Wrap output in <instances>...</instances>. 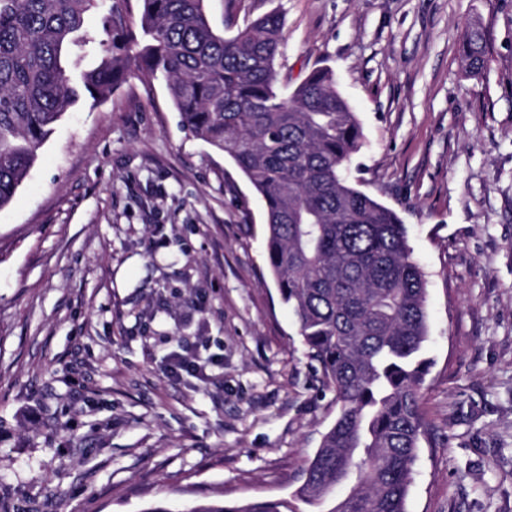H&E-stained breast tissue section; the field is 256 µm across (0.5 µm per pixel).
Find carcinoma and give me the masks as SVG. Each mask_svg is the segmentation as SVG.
<instances>
[{
	"label": "carcinoma",
	"mask_w": 512,
	"mask_h": 512,
	"mask_svg": "<svg viewBox=\"0 0 512 512\" xmlns=\"http://www.w3.org/2000/svg\"><path fill=\"white\" fill-rule=\"evenodd\" d=\"M124 2L113 0L103 55L85 68L86 20L99 0H0V209L80 98L100 104L131 76L163 80L183 128L227 155L263 200L280 301L336 403L294 496L321 512H407L424 423L427 288L401 219L349 179L363 140L356 113L326 67L281 83L276 12L226 37L207 0H139L136 33L122 27ZM459 52L468 73L481 74V26L462 32ZM64 56L80 69L77 86ZM338 485L348 491L336 500ZM186 512L292 510L278 499Z\"/></svg>",
	"instance_id": "obj_1"
}]
</instances>
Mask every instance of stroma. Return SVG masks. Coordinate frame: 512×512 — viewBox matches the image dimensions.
Returning a JSON list of instances; mask_svg holds the SVG:
<instances>
[{
  "label": "stroma",
  "instance_id": "35a3bbf8",
  "mask_svg": "<svg viewBox=\"0 0 512 512\" xmlns=\"http://www.w3.org/2000/svg\"><path fill=\"white\" fill-rule=\"evenodd\" d=\"M271 10L282 83L333 70L364 135L350 177L401 217L427 280L407 512H512V0L210 4L221 31ZM187 348L207 379L168 376ZM319 385L263 201L164 83L70 108L0 209V512L291 497L336 418ZM459 52L468 73L473 76L481 74L486 62L487 39L480 25L470 26L462 32Z\"/></svg>",
  "mask_w": 512,
  "mask_h": 512
}]
</instances>
